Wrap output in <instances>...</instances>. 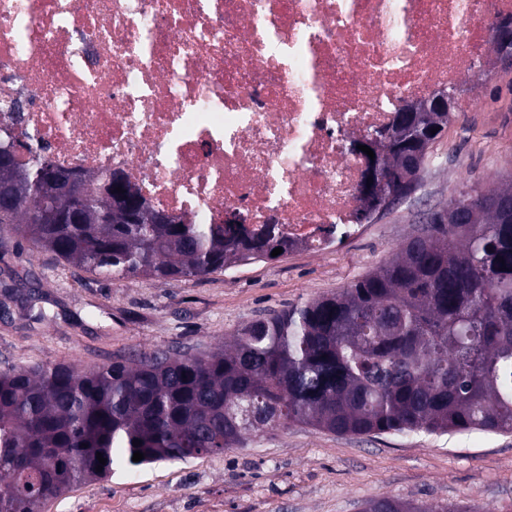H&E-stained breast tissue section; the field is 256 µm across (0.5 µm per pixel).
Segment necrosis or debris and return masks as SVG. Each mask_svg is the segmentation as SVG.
I'll return each instance as SVG.
<instances>
[{"instance_id": "4bbe7bcc", "label": "necrosis or debris", "mask_w": 512, "mask_h": 512, "mask_svg": "<svg viewBox=\"0 0 512 512\" xmlns=\"http://www.w3.org/2000/svg\"><path fill=\"white\" fill-rule=\"evenodd\" d=\"M512 0H0V146L195 224L358 231L355 144L491 68Z\"/></svg>"}]
</instances>
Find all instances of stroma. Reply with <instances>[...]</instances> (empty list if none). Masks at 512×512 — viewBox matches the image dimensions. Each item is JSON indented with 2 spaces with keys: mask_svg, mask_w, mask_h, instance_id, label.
Returning <instances> with one entry per match:
<instances>
[{
  "mask_svg": "<svg viewBox=\"0 0 512 512\" xmlns=\"http://www.w3.org/2000/svg\"><path fill=\"white\" fill-rule=\"evenodd\" d=\"M467 87L477 104L456 112L415 190L335 253L301 251L182 281L108 278L0 224V369L208 351L243 322L346 288L465 186L512 175V72ZM383 495L512 512V434L340 436L293 425L220 455L80 485L48 512H362Z\"/></svg>",
  "mask_w": 512,
  "mask_h": 512,
  "instance_id": "obj_1",
  "label": "stroma"
}]
</instances>
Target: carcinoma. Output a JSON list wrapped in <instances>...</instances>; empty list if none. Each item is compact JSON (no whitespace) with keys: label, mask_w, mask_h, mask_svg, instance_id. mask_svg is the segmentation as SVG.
Listing matches in <instances>:
<instances>
[{"label":"carcinoma","mask_w":512,"mask_h":512,"mask_svg":"<svg viewBox=\"0 0 512 512\" xmlns=\"http://www.w3.org/2000/svg\"><path fill=\"white\" fill-rule=\"evenodd\" d=\"M422 116L437 132L414 157H384L385 195L416 186L454 113ZM35 174L33 162L13 160L0 175V224L91 273L181 281L299 250L277 224H151L144 203L141 223L115 224L101 196L82 224H43L68 201ZM433 216L347 287L247 321L221 348L0 370V512H44L117 469L219 455L290 425L342 436L512 433V177L464 189ZM363 512L444 510L382 496Z\"/></svg>","instance_id":"carcinoma-1"}]
</instances>
